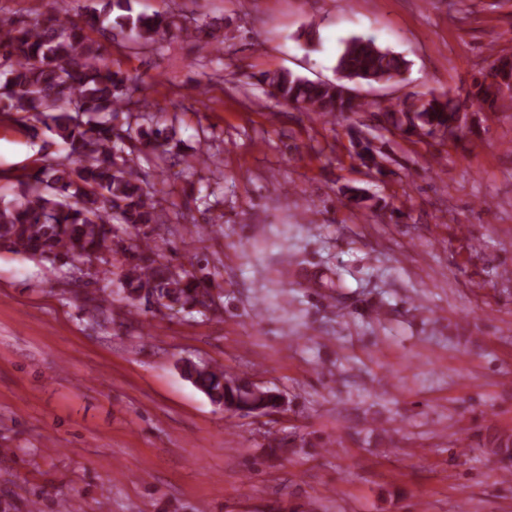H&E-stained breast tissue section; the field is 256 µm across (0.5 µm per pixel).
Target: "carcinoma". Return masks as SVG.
Here are the masks:
<instances>
[{
  "label": "carcinoma",
  "instance_id": "obj_1",
  "mask_svg": "<svg viewBox=\"0 0 512 512\" xmlns=\"http://www.w3.org/2000/svg\"><path fill=\"white\" fill-rule=\"evenodd\" d=\"M213 35L204 22L186 24L173 11L133 13L131 0H89L86 11L73 18L63 2L46 15L20 24L0 15V117L30 123L53 135L66 148L64 155L47 153L39 164L10 175L19 193L0 204V245L12 252L39 257L56 267L74 269L87 258L106 265L123 236H136L167 223V198L151 187L142 160L151 153H172L177 147L174 129L146 117L149 103L139 77L112 69L108 44L121 38L146 49L168 39H191L207 51ZM408 68V61L375 40L351 37L336 58V80L313 81L290 71H267L260 82L277 101L302 112L334 118L363 112L368 103L345 93L343 78L355 77L368 85H385ZM488 75L512 82V59L496 58ZM470 107L492 108L512 102L486 81H476L468 94ZM385 121L403 135L450 126L463 109L460 100L446 93L417 95L376 103ZM356 158L383 173L379 150L351 133ZM360 209L378 206L359 188L344 191ZM203 258L175 262L152 236L123 263L117 273L119 292L128 312L155 303L173 313L193 312L205 304L207 283L193 268ZM83 301L99 313L112 306V291L97 288ZM184 376L217 406L252 401L269 413L279 407L270 390L257 396L249 379L191 362L181 367ZM491 451L500 456L504 472L512 473V435L498 434Z\"/></svg>",
  "mask_w": 512,
  "mask_h": 512
}]
</instances>
